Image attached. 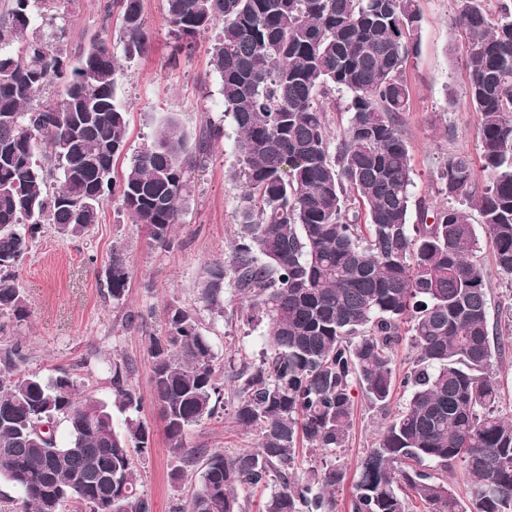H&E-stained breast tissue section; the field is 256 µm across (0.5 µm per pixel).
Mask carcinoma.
I'll list each match as a JSON object with an SVG mask.
<instances>
[{
  "label": "carcinoma",
  "mask_w": 512,
  "mask_h": 512,
  "mask_svg": "<svg viewBox=\"0 0 512 512\" xmlns=\"http://www.w3.org/2000/svg\"><path fill=\"white\" fill-rule=\"evenodd\" d=\"M67 2L11 0L0 23V314L20 321L16 268L41 227L74 237L98 223L127 141L117 74L147 48L141 0H112L119 41L106 32L70 54ZM165 11L179 52L214 33L210 64L238 129L225 173L244 188L237 237L208 265L198 301L222 313L236 296L246 321L266 323L262 359L229 374L233 419L259 440L234 454L187 447L190 428L214 417L224 395L196 309L169 304L164 334L149 338L155 402L181 462L171 479L203 462L185 512H246V487L269 491L263 512H337L346 471L306 467L300 451L346 447L353 392L385 406L398 384L410 398L361 460L351 512H410L412 501L423 512H512V418L499 410L503 382L491 362L500 336L472 262L470 214L479 212L497 269L511 277L512 0H457L486 184L470 154L450 156L438 179L458 205L433 213L412 203L399 127L419 44L414 0H165ZM337 89L350 103L333 139L322 98ZM220 136L195 135L171 113L133 157L119 193L150 244L171 246ZM108 270L119 302L123 251H112ZM404 324L411 366L400 378ZM26 362L20 342L0 348V479L19 491L22 512H59L68 500L101 512L111 495L112 512H152L134 463L150 432L129 365H112L127 412L118 432L107 405L67 373L45 379ZM458 465L469 477L465 500L448 482Z\"/></svg>",
  "instance_id": "cac0c4a2"
}]
</instances>
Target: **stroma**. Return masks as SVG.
Segmentation results:
<instances>
[{
  "label": "stroma",
  "instance_id": "stroma-1",
  "mask_svg": "<svg viewBox=\"0 0 512 512\" xmlns=\"http://www.w3.org/2000/svg\"><path fill=\"white\" fill-rule=\"evenodd\" d=\"M100 2L72 0L69 4L70 51H79L103 30L118 32V18L103 21ZM417 10L420 45L406 65L411 102L402 115L401 130L414 172L413 195L434 209L447 203L438 191V173L449 156L477 152L480 115L467 95V38L451 23L455 0H418ZM142 12L149 49L124 63L118 75L128 132L127 148L114 164L113 180H121L133 156L151 145L155 125L167 113H177L190 132L212 124L221 128L222 136L196 175L169 249L149 245L143 228L132 223L116 194L106 198L98 224L82 236L61 238L42 227L16 270L27 316L21 321L0 316V346L22 340L29 370L46 378L61 371L70 373L84 390L111 405L118 431L125 415L113 405L109 367L115 360L129 363L130 383L142 400L140 416L150 429L139 467L140 489L150 499L152 512H182L199 485L200 470L187 469L178 482L170 478L177 460L166 443L153 401L148 339L163 334L169 303L197 307V288L206 266L223 259L236 236L241 190L225 180L224 171L235 162L237 128L224 112L219 78L209 64L212 33L198 35L190 53L177 56L164 0H142ZM449 126L455 130L451 138L445 134ZM476 230L480 243L473 261L489 277V312L498 315L502 336L501 356L493 366L512 374V277L498 272L485 226L477 225ZM116 248L125 251L129 273L125 298L119 304L113 302L106 280L108 261ZM199 318L220 366L260 360V329L246 322L236 305L226 303L220 315L200 309ZM408 399V392L399 386L383 409L356 397L349 442L332 455L337 465L355 474L382 424ZM187 444L233 453L256 447L257 438L223 413L191 428Z\"/></svg>",
  "mask_w": 512,
  "mask_h": 512
}]
</instances>
